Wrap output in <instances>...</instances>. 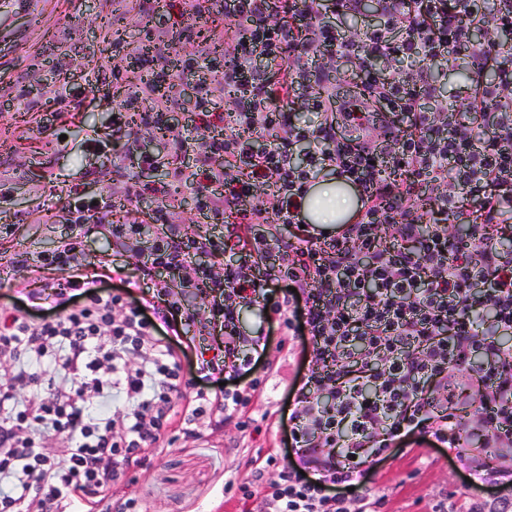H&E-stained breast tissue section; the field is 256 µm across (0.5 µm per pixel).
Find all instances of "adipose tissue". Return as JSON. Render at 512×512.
I'll return each mask as SVG.
<instances>
[{"instance_id": "adipose-tissue-1", "label": "adipose tissue", "mask_w": 512, "mask_h": 512, "mask_svg": "<svg viewBox=\"0 0 512 512\" xmlns=\"http://www.w3.org/2000/svg\"><path fill=\"white\" fill-rule=\"evenodd\" d=\"M357 208L355 190L333 177L314 183L301 204L307 222L323 225L349 223Z\"/></svg>"}]
</instances>
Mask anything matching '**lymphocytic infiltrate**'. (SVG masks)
I'll use <instances>...</instances> for the list:
<instances>
[{
  "instance_id": "lymphocytic-infiltrate-1",
  "label": "lymphocytic infiltrate",
  "mask_w": 512,
  "mask_h": 512,
  "mask_svg": "<svg viewBox=\"0 0 512 512\" xmlns=\"http://www.w3.org/2000/svg\"><path fill=\"white\" fill-rule=\"evenodd\" d=\"M363 0H187L186 11L229 19L212 39L182 26L185 72L208 71L189 146L169 132L167 154L141 151L167 129L181 96L167 29L139 60L163 96L128 85L94 148L131 158L108 195L78 192L60 215L70 232L39 253L52 280L27 291L35 321L0 307V512H146L112 486L151 466L177 437L216 417L234 423L244 476L224 480L240 512H382L371 470L388 451H465L468 484L501 494L440 496L427 512H512V0H377L376 20L339 29ZM470 61L462 108L441 102L433 65ZM304 110H289L301 86ZM171 167L169 183L146 173ZM331 171L361 195L341 234L300 221L309 184ZM219 229L175 223L182 188ZM151 193L147 221L112 217L114 202ZM234 214L225 222V214ZM101 232L107 277L78 255ZM259 326L245 331L244 307ZM192 336L202 387L183 375ZM301 348L308 366L289 410L254 415L272 374L270 350ZM287 430L291 456L251 451Z\"/></svg>"
}]
</instances>
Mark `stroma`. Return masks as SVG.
<instances>
[{"label":"stroma","mask_w":512,"mask_h":512,"mask_svg":"<svg viewBox=\"0 0 512 512\" xmlns=\"http://www.w3.org/2000/svg\"><path fill=\"white\" fill-rule=\"evenodd\" d=\"M135 14V0H29L23 7L0 0V172L10 173L15 183L11 205L0 207V225L12 227L0 236V263L53 249L69 228L60 223L45 229L38 222L42 210L60 209L81 184L106 193L114 176L111 156L86 148L94 132L109 126L111 100L99 99L94 109L68 113L63 122L42 130L32 113L12 99L8 83L25 77L36 97L58 72L72 78L75 93L89 96L84 73L112 65V54L99 37L103 22L122 29L121 53L130 56L145 38ZM270 358L280 369L253 406L258 415L271 406H287L291 381L305 367L299 356L290 359L274 351ZM236 441L230 425L206 430L194 442L177 440L153 467L122 476L113 491L141 497L150 512H199L205 504L212 512H224V478L235 470ZM452 470L459 475L454 482L448 478ZM465 473L464 457L441 458L429 448L406 450L373 470L390 493L382 512H426L427 503L443 493L461 494Z\"/></svg>","instance_id":"1"}]
</instances>
